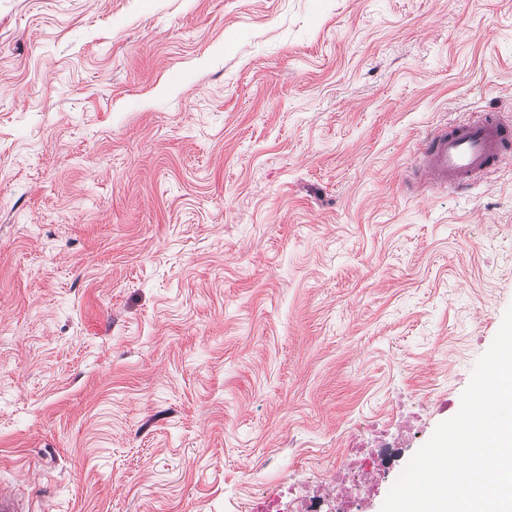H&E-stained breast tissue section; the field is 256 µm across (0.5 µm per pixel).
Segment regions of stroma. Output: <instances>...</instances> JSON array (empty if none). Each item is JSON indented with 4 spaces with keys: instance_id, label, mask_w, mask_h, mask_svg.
<instances>
[{
    "instance_id": "1",
    "label": "stroma",
    "mask_w": 512,
    "mask_h": 512,
    "mask_svg": "<svg viewBox=\"0 0 512 512\" xmlns=\"http://www.w3.org/2000/svg\"><path fill=\"white\" fill-rule=\"evenodd\" d=\"M485 112L512 0H0V478L247 512L395 414L406 467L512 306V158L411 174Z\"/></svg>"
}]
</instances>
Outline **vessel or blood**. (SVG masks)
Wrapping results in <instances>:
<instances>
[{
    "instance_id": "vessel-or-blood-1",
    "label": "vessel or blood",
    "mask_w": 512,
    "mask_h": 512,
    "mask_svg": "<svg viewBox=\"0 0 512 512\" xmlns=\"http://www.w3.org/2000/svg\"><path fill=\"white\" fill-rule=\"evenodd\" d=\"M425 142L419 165L428 184L456 189L489 174L512 156V125L488 114L479 120L441 125Z\"/></svg>"
}]
</instances>
